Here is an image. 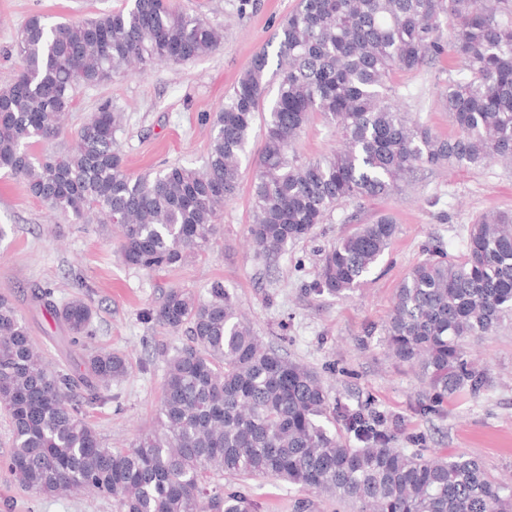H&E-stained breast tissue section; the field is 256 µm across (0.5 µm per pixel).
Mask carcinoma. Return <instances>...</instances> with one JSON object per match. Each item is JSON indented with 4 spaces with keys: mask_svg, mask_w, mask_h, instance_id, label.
Returning a JSON list of instances; mask_svg holds the SVG:
<instances>
[{
    "mask_svg": "<svg viewBox=\"0 0 512 512\" xmlns=\"http://www.w3.org/2000/svg\"><path fill=\"white\" fill-rule=\"evenodd\" d=\"M277 38L270 104L262 49L213 120L203 168L170 164L133 179L116 146L122 116L108 100L80 127L71 153L36 155L32 147L59 137L75 88L208 55L223 35L169 0H129L79 22L33 15L16 36L22 70L0 90V169L77 223L97 214L119 231L127 265L158 271L210 248L245 161L254 170L249 241L272 261L340 203L392 196L406 175L512 160V0H299ZM445 57L464 77L448 75L441 93L457 129L442 139L392 101L386 79ZM314 114L336 127L343 146L303 162L294 144ZM258 118L263 143L254 153ZM396 233L387 215L359 225L324 252L314 292L346 296L360 287ZM209 295L171 288L148 313L189 339L167 358L157 427L127 448L107 447L84 418L126 377L127 359L93 350L83 374L51 370L0 295V410L12 427L8 467L26 489L92 491L117 512H252L220 478L271 477L353 512H512V483L467 454L429 459L392 447L382 416L336 408L315 371L262 347L223 282ZM32 296L74 337L87 333L94 311L84 299L59 306L49 288ZM511 317L512 211H492L471 225L461 255L435 245L408 272L384 333L436 403L488 387L466 345ZM338 420L360 446L336 435Z\"/></svg>",
    "mask_w": 512,
    "mask_h": 512,
    "instance_id": "obj_1",
    "label": "carcinoma"
}]
</instances>
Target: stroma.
Segmentation results:
<instances>
[{"mask_svg":"<svg viewBox=\"0 0 512 512\" xmlns=\"http://www.w3.org/2000/svg\"><path fill=\"white\" fill-rule=\"evenodd\" d=\"M128 0H0V88L21 67L15 51L20 26L32 15L83 21L123 8ZM223 30L215 52L180 65L158 63L143 75L119 76L104 85L78 87L61 136L48 151L71 152L75 133L103 100L122 113L116 134L127 172L134 177L163 165L202 168L211 143V122L241 72L260 50L276 52V34L299 0H173ZM447 63L415 73H393L395 100L419 124L442 138L455 127L440 104ZM335 128L313 115L297 144L301 160L340 148ZM251 167H243L238 194L226 200L211 248L187 264L147 272L127 266L118 253V232L109 224L74 223L51 211L23 179L0 170V295L25 321L44 361L54 370L81 368L88 348L128 356L126 378L112 383L107 403L87 408L86 422L113 448L128 447L152 430L160 404L166 359L185 340L145 320L172 287L207 298L222 281L264 344L313 369L332 404L384 415L394 447L430 456L465 453L495 477L512 479V325L503 324L471 343L469 352L489 379L479 396L461 391L423 410L429 387L408 366L390 357L384 326L396 289L426 257L429 243L448 254L464 252L467 229L482 213L512 210V162L419 172L399 194L342 203L306 239L289 245L275 264L255 255L247 238L251 220ZM388 214L398 232L373 274L344 298L312 290L321 256L361 224ZM51 288L57 303L83 297L94 309L88 337L72 342L66 327L36 307L35 286ZM12 435L0 414V512H115L111 500L83 491L37 497L24 490L6 465ZM227 490L248 498L254 512H350L347 504L271 478L225 479Z\"/></svg>","mask_w":512,"mask_h":512,"instance_id":"obj_1","label":"stroma"}]
</instances>
